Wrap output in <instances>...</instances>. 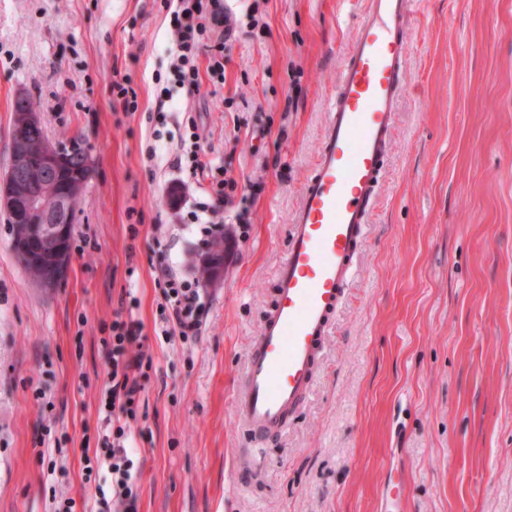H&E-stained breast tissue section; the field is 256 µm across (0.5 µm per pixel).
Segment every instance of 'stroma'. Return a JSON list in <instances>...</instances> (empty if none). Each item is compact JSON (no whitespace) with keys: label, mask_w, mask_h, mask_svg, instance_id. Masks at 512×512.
<instances>
[{"label":"stroma","mask_w":512,"mask_h":512,"mask_svg":"<svg viewBox=\"0 0 512 512\" xmlns=\"http://www.w3.org/2000/svg\"><path fill=\"white\" fill-rule=\"evenodd\" d=\"M367 4L268 0L269 31L237 29L223 84L175 96L162 121V0H0V174L20 91L51 140L81 139L96 159L59 288L32 283L0 222V512L68 497L97 512L83 451L105 438L102 339L133 302L148 358L131 424L139 512H383L389 495L400 512H512V0H411L405 90L310 393L279 436L237 418ZM187 110L203 161L230 164L237 187L218 214L223 275L185 340L155 329L160 270L198 280L208 241L182 221L209 186L175 161Z\"/></svg>","instance_id":"1"}]
</instances>
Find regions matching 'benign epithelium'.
Here are the masks:
<instances>
[{"mask_svg":"<svg viewBox=\"0 0 512 512\" xmlns=\"http://www.w3.org/2000/svg\"><path fill=\"white\" fill-rule=\"evenodd\" d=\"M11 164L0 179V210L13 214L11 247L33 271L41 288L59 287L72 263L68 235L81 194L95 174L91 150L83 141L49 144L34 136L41 125L26 95L14 96Z\"/></svg>","mask_w":512,"mask_h":512,"instance_id":"benign-epithelium-1","label":"benign epithelium"}]
</instances>
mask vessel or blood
<instances>
[{
	"label": "vessel or blood",
	"mask_w": 512,
	"mask_h": 512,
	"mask_svg": "<svg viewBox=\"0 0 512 512\" xmlns=\"http://www.w3.org/2000/svg\"><path fill=\"white\" fill-rule=\"evenodd\" d=\"M410 0H369L328 103L316 163L290 220L277 299L235 398L258 437L281 434L306 399L360 254L405 86Z\"/></svg>",
	"instance_id": "b4317fda"
}]
</instances>
